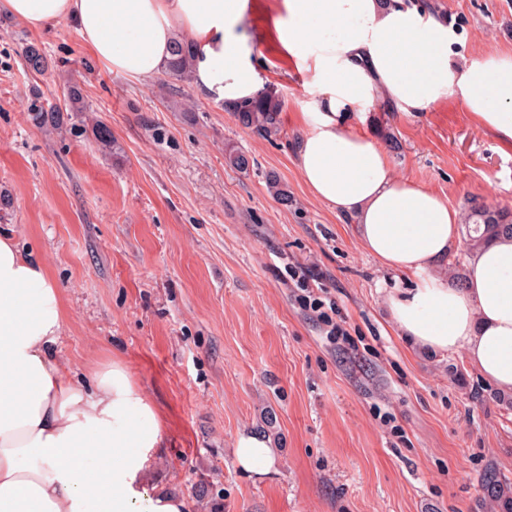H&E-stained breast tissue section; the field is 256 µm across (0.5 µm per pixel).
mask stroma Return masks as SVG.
<instances>
[{
    "label": "stroma",
    "mask_w": 512,
    "mask_h": 512,
    "mask_svg": "<svg viewBox=\"0 0 512 512\" xmlns=\"http://www.w3.org/2000/svg\"><path fill=\"white\" fill-rule=\"evenodd\" d=\"M461 38L458 60L512 53V0H422ZM254 54L284 102L281 140L241 127L193 82L134 81L90 56L72 22L34 34L0 14V234L45 264L64 312L55 353L77 375L119 359L162 415L157 476L193 512H479L492 466L512 483V397L464 354L424 353L386 307L413 279L368 253L351 218L312 198L293 147L317 92L270 36ZM37 44L49 68L23 61ZM77 85L86 112L65 109ZM56 106L33 122V98ZM354 131L389 128L397 175L465 210H512V145L457 101L404 113L353 106ZM112 136L103 146L95 129ZM234 146L252 159L224 162ZM277 175L293 199L267 189ZM322 274L354 347L326 342L294 300L291 267ZM268 437L264 474L235 462L239 434Z\"/></svg>",
    "instance_id": "1"
}]
</instances>
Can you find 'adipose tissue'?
<instances>
[{
	"instance_id": "ef3b65f1",
	"label": "adipose tissue",
	"mask_w": 512,
	"mask_h": 512,
	"mask_svg": "<svg viewBox=\"0 0 512 512\" xmlns=\"http://www.w3.org/2000/svg\"><path fill=\"white\" fill-rule=\"evenodd\" d=\"M254 0H0L32 32L71 21L91 56L133 80L159 75L182 35L193 45L194 85L224 107L261 81L247 25ZM282 55L318 91L295 164L318 201L354 217L368 252L414 276L388 298L402 336L429 353L465 351L498 391L512 394V237L474 253L462 286L436 269L462 231L461 213L397 176L379 141L351 131L352 106L425 112L458 100L482 129L512 144V54L457 64L456 34L417 0H281ZM62 330L59 293L44 266L0 237V512H190L158 483L166 446L155 405L113 362L76 376L52 353ZM237 464L274 463L268 438L239 434Z\"/></svg>"
}]
</instances>
